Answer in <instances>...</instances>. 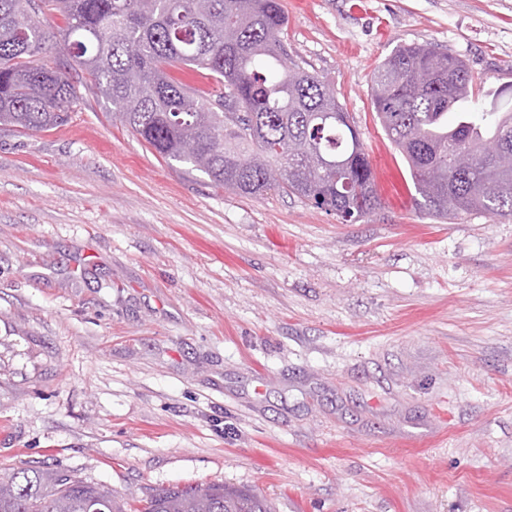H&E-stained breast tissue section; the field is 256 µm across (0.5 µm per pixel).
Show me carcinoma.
<instances>
[{"label":"carcinoma","mask_w":512,"mask_h":512,"mask_svg":"<svg viewBox=\"0 0 512 512\" xmlns=\"http://www.w3.org/2000/svg\"><path fill=\"white\" fill-rule=\"evenodd\" d=\"M64 19L69 76L37 59L50 34L36 20ZM280 0H0V129L34 133L69 123L93 94L112 118L169 164L238 195L286 192L336 215L381 205L375 175L349 113L318 76L288 66ZM206 71L212 86L183 84L171 69ZM466 63L432 43L402 44L373 74V105L407 163L419 205L512 215V107L507 89L478 110ZM240 111H224V102ZM489 141L498 154L468 172L455 165ZM0 512H128L112 489L36 466L0 473ZM135 512H273L256 491L184 484Z\"/></svg>","instance_id":"cac0c4a2"}]
</instances>
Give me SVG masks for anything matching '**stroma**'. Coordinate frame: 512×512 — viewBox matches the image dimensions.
Here are the masks:
<instances>
[{"label": "stroma", "instance_id": "obj_1", "mask_svg": "<svg viewBox=\"0 0 512 512\" xmlns=\"http://www.w3.org/2000/svg\"><path fill=\"white\" fill-rule=\"evenodd\" d=\"M382 204L354 223L169 165L87 95L0 131V469L130 504L249 486L275 512H512V216L436 219L375 117L402 43L512 84V0H281Z\"/></svg>", "mask_w": 512, "mask_h": 512}]
</instances>
